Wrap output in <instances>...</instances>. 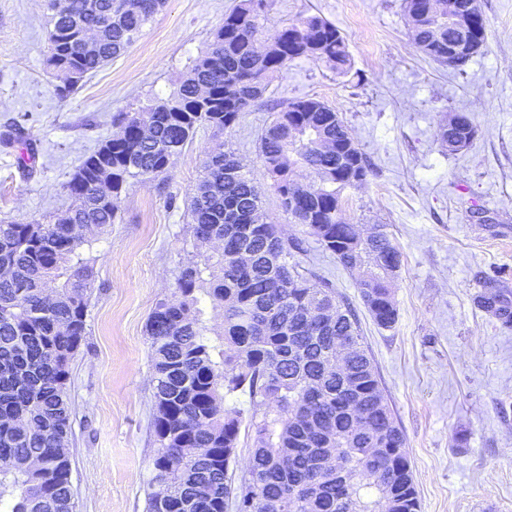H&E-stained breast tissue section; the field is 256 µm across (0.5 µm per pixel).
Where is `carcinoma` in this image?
<instances>
[{
  "instance_id": "obj_1",
  "label": "carcinoma",
  "mask_w": 512,
  "mask_h": 512,
  "mask_svg": "<svg viewBox=\"0 0 512 512\" xmlns=\"http://www.w3.org/2000/svg\"><path fill=\"white\" fill-rule=\"evenodd\" d=\"M164 0H46L47 66L68 95L83 78L131 47ZM275 0H239L167 98L113 119L112 137L85 157L66 183L72 205L46 224H0V505L7 512H75L71 362L87 333L93 276L86 251L115 223L132 179H165L197 130H232L241 115L268 103L267 78L300 59L346 75L352 56L332 22L310 14L267 29ZM464 0H402L422 53L461 69L448 55V20ZM486 19L465 41L486 44ZM98 34L93 51L87 32ZM258 142L260 176L292 224L358 272L356 288L373 321H398L392 298L402 253L384 224L362 238L344 220L342 193L363 184L372 165L336 108L314 98L277 101ZM477 129L456 112L438 126L450 152ZM201 260L185 266L172 296L147 322L157 448L146 512H419L406 439L392 416L359 319L327 281L301 269L305 242L282 238L266 221L257 175L231 149L208 153L187 200ZM222 311L210 337L199 287ZM475 304L512 325V301L492 281ZM347 354L336 371V348ZM250 403V479L235 473L243 410ZM178 481L164 485L166 473Z\"/></svg>"
}]
</instances>
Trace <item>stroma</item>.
Instances as JSON below:
<instances>
[{
	"mask_svg": "<svg viewBox=\"0 0 512 512\" xmlns=\"http://www.w3.org/2000/svg\"><path fill=\"white\" fill-rule=\"evenodd\" d=\"M238 0H165L121 56L60 95L46 66L45 0H0V223H44L65 210V184L109 138L112 117L168 97ZM487 48L464 71L413 43L402 0H276L267 25L308 14L338 27L349 75L301 59L269 79L272 98L312 97L335 107L373 165L344 194L353 224H386L404 263L394 281L397 324L378 327L355 272L289 223L276 195L264 212L306 242L303 267L359 307L366 346L402 429L420 512H512V326L474 303L487 278L512 290V0H480ZM468 112L472 143L448 152L435 137L451 113ZM267 108L243 113L221 134L200 129L162 181H130L116 224L94 246L87 336L72 364L76 406L69 448L78 512H145L154 455L153 383L146 323L196 261L185 201L207 151L232 148L260 167ZM22 126L35 151L20 168Z\"/></svg>",
	"mask_w": 512,
	"mask_h": 512,
	"instance_id": "1",
	"label": "stroma"
}]
</instances>
